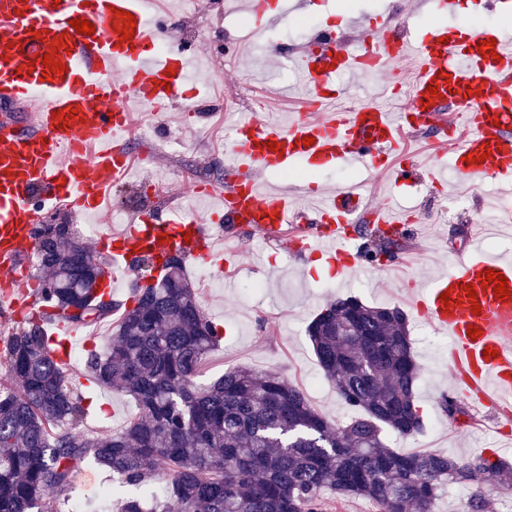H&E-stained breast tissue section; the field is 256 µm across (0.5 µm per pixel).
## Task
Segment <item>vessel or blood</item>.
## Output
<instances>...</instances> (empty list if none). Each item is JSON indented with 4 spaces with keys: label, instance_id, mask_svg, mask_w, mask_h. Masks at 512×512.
Segmentation results:
<instances>
[{
    "label": "vessel or blood",
    "instance_id": "vessel-or-blood-1",
    "mask_svg": "<svg viewBox=\"0 0 512 512\" xmlns=\"http://www.w3.org/2000/svg\"><path fill=\"white\" fill-rule=\"evenodd\" d=\"M136 19L131 39L121 40L123 21L117 11ZM247 11L260 25L283 16L274 0H248ZM94 26L78 32L73 20ZM371 35L349 50L345 39L329 33L304 47L297 65L310 87L312 103L288 125L253 121L239 127L230 148L224 185L217 191L224 206L202 223L193 211L168 216L149 211L130 217L121 229L101 237L116 268L136 255L164 262L178 254L186 260L207 259L209 242L222 223L239 224L246 232L279 238L289 223L294 196L312 197L321 227L311 244L324 247L338 272L363 267L364 247L351 227L350 215L360 200L350 189L325 190L312 184L293 191L265 190L255 171L294 165L360 164L390 173L395 180L412 176L411 166H395L406 127L429 128L439 121L441 102L453 99L469 109L468 131L455 139L453 169L463 180L495 176L508 180L491 200L496 227L512 231V35L486 27H443L422 38L396 34L381 21H371ZM158 26L148 18L143 0H0V103H35L26 125H0V296L11 298L15 317L43 309L34 291L24 290L27 271L21 258L36 243V226L50 204L70 212L96 211L113 183L131 166L118 149L119 134L130 123L128 100L148 112L195 99L187 79L188 48L157 53ZM63 47H56V40ZM484 40L490 50H479ZM63 65L60 73L43 64L45 54ZM413 58L417 77L411 86V124L396 120L376 104L351 112L331 105L341 93L337 74L387 72L391 63ZM437 93H430L431 85ZM313 137L304 145V137ZM512 281V261L479 258L457 262L435 277L414 301L422 317L447 334L449 364L459 395L474 403L512 406V298H496L481 287L486 271ZM475 285L468 297L466 285ZM450 292L452 303L440 296ZM480 313H473V305ZM479 336H468L469 328Z\"/></svg>",
    "mask_w": 512,
    "mask_h": 512
}]
</instances>
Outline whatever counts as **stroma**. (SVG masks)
<instances>
[{"instance_id": "35a3bbf8", "label": "stroma", "mask_w": 512, "mask_h": 512, "mask_svg": "<svg viewBox=\"0 0 512 512\" xmlns=\"http://www.w3.org/2000/svg\"><path fill=\"white\" fill-rule=\"evenodd\" d=\"M419 0H317L305 8L300 0H288L284 17L272 27L255 33L245 27L238 34L239 53L232 66H225L220 55L225 23L236 22L240 10L223 7L222 17L200 10L195 18L202 30L195 42L191 79L202 100L233 96L234 111L244 112L258 121L271 120L285 125L301 107L300 97L286 66L290 48H298L309 39V32L299 30L294 21L303 17L314 26H328L342 33L349 46H356L358 32L349 20L362 16L395 15L408 36L424 35L431 23H452V16L420 9ZM156 138L159 148L145 150L137 138L123 143L124 151L135 157L134 167L112 189L110 204L98 213L83 218H68L62 213L44 216L47 224H70L80 230L83 224L96 225L99 232L113 229L112 212L124 209L134 213L151 208H169L187 203L198 195L197 213L206 218L216 209L217 197L209 188L224 180L225 154L230 148L231 123L220 112H185L172 106L159 118ZM408 155L414 157V178L397 182L384 174L359 165H342L312 173L316 185H361L369 201L392 203L408 212L422 208L425 197L435 194L454 196L460 182L448 156L439 154L432 141L425 138L407 142ZM165 177L162 192H154L158 177ZM505 181L487 177L476 181L469 196V211L454 221L412 224L404 232V248L397 258L374 262L348 277H340L335 268L317 273L307 265L315 255L297 250L292 232H285L281 242L266 248L260 238H235L225 231L224 240L209 263H186L185 269L197 283L199 301L209 318L222 328L223 339L202 368L198 381L213 382L225 371L246 366L273 372L299 386L312 406L332 423L341 425L353 415L351 408L325 381L306 335L311 319L329 301L352 296L370 305L397 306L407 310L410 337L421 366L415 403L423 417L420 434L402 438L389 435V447L406 453L442 452L452 457L472 459L477 449H484L490 459H497L496 431L500 417L490 408H478L481 425L465 419L448 418L439 400L451 387L448 337L431 323L410 312L409 305L433 278L447 272L463 258L496 256L512 259V238L496 241L472 240L468 227L484 199L505 188ZM237 250V260L225 262L224 253ZM217 277V284L205 287L203 275ZM262 280L253 289L254 280ZM90 404L83 423L91 434L107 435L122 429L135 414L130 397L106 388L83 391ZM108 473L93 461L78 470L70 487L51 496L45 512H76L86 500L99 497L109 485Z\"/></svg>"}]
</instances>
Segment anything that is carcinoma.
I'll use <instances>...</instances> for the list:
<instances>
[{
    "mask_svg": "<svg viewBox=\"0 0 512 512\" xmlns=\"http://www.w3.org/2000/svg\"><path fill=\"white\" fill-rule=\"evenodd\" d=\"M36 256L48 310L3 339L11 384L0 385V512H43L91 459L109 472L102 498L117 512H320V491L362 498L378 512H430L441 485L512 488V466L482 458L403 453L387 430L409 437L423 418L415 405L419 367L398 307L338 299L309 323L317 362L354 411L338 428L297 385L248 367L196 383L220 336L202 309L183 260L156 283L132 288L134 306L102 302L94 273L107 266L67 224L44 229ZM401 250L377 237L366 257ZM121 316L102 351L87 352L83 374L131 397L138 415L106 436L80 429L87 413L72 365L52 356L49 326L95 328Z\"/></svg>",
    "mask_w": 512,
    "mask_h": 512,
    "instance_id": "1",
    "label": "carcinoma"
}]
</instances>
